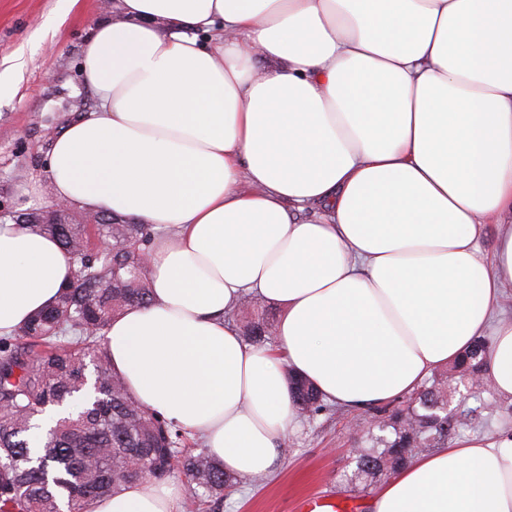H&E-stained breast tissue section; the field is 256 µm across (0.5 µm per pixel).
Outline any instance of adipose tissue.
<instances>
[{"label": "adipose tissue", "mask_w": 512, "mask_h": 512, "mask_svg": "<svg viewBox=\"0 0 512 512\" xmlns=\"http://www.w3.org/2000/svg\"><path fill=\"white\" fill-rule=\"evenodd\" d=\"M81 71L96 106L41 175L155 232L152 299L113 318L109 364L226 473L275 469L290 372L365 410L486 336L512 401V0H115ZM72 277L53 239L0 219V335ZM247 296L280 306L272 343L227 321ZM181 497L148 480L82 512ZM371 508L512 512V429L416 457Z\"/></svg>", "instance_id": "adipose-tissue-1"}]
</instances>
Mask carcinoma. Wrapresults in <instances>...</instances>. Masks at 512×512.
Wrapping results in <instances>:
<instances>
[{
	"mask_svg": "<svg viewBox=\"0 0 512 512\" xmlns=\"http://www.w3.org/2000/svg\"><path fill=\"white\" fill-rule=\"evenodd\" d=\"M36 231L76 256L72 284L46 310L0 336V512H79L148 478L183 474L191 504L220 501L238 480L206 449L140 404L108 366L104 331L127 307L150 300L146 264L152 229L102 212L64 215ZM111 243L103 251L92 238ZM245 340L264 344L275 324L258 305L241 311ZM488 341L480 339L449 371L475 377L486 370ZM295 407L313 417L332 409L306 382L289 377ZM448 377L436 374L415 394L373 408L378 435L347 477L368 487L424 453L448 444L460 421L443 409Z\"/></svg>",
	"mask_w": 512,
	"mask_h": 512,
	"instance_id": "obj_1",
	"label": "carcinoma"
}]
</instances>
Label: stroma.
<instances>
[{"label":"stroma","mask_w":512,"mask_h":512,"mask_svg":"<svg viewBox=\"0 0 512 512\" xmlns=\"http://www.w3.org/2000/svg\"><path fill=\"white\" fill-rule=\"evenodd\" d=\"M104 15L100 0H78L70 9L63 0H0V76L11 83L10 92L0 96L1 210L15 213L24 205L39 212L51 206L48 188L32 194L28 187L49 146L47 129L94 107L92 92L82 84L80 47ZM484 400L489 407L472 432L512 428V403L490 389L467 397L465 405L476 408ZM364 417V411L348 410L303 421L289 435L276 469L263 481L238 484L216 512H296L298 500L312 495L351 498L361 512H370L372 491L343 481L355 466L354 449L362 445L350 424Z\"/></svg>","instance_id":"35a3bbf8"}]
</instances>
